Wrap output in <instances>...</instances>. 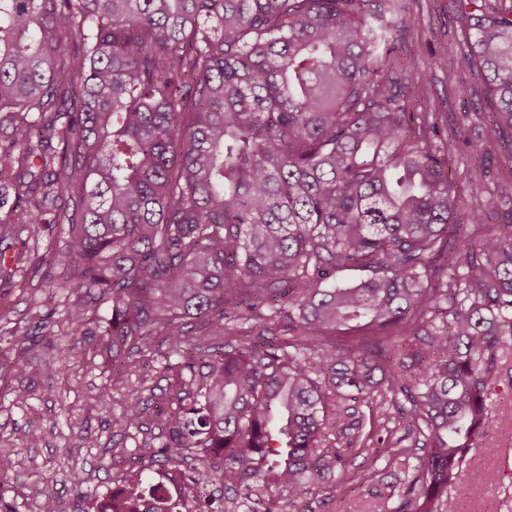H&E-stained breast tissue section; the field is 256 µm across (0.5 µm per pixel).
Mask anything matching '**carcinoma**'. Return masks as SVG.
<instances>
[{"label":"carcinoma","mask_w":512,"mask_h":512,"mask_svg":"<svg viewBox=\"0 0 512 512\" xmlns=\"http://www.w3.org/2000/svg\"><path fill=\"white\" fill-rule=\"evenodd\" d=\"M414 2L0 0V299L29 266L53 281L61 224L71 325L109 310L107 387L172 377L164 441L142 439L96 512H206L147 473L190 459L224 512H279L257 497L340 488L347 432L390 461L415 454L394 432L423 438L401 512L461 489L512 340V164L466 226L452 156L491 165L460 136L475 115L512 140V0H448L432 55L489 107L452 127L414 111L428 74L395 55ZM11 341L22 375L33 336ZM400 395L394 426L363 433L359 406ZM146 416L130 394L126 427Z\"/></svg>","instance_id":"carcinoma-1"}]
</instances>
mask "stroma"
<instances>
[{"label":"stroma","mask_w":512,"mask_h":512,"mask_svg":"<svg viewBox=\"0 0 512 512\" xmlns=\"http://www.w3.org/2000/svg\"><path fill=\"white\" fill-rule=\"evenodd\" d=\"M418 25L405 45L435 42L452 26L447 0H419L414 9ZM475 100L448 89L446 70L436 69L429 93L422 99L423 112L441 110L449 116L471 112ZM27 288L15 290L0 312V355H13L10 333L15 327L37 330L42 312L36 299L46 286L41 275L28 272ZM69 301L61 299L50 327L56 352L69 356L68 375L48 368L47 349L36 342L27 352V370L20 377L0 380V457L12 466L0 473V503L11 512H38V491L53 488L67 512H89L110 494L118 473L128 472V458L137 454L143 434L122 422L126 391L99 394L108 375L93 360L96 347L94 325L74 332L67 328ZM512 415V391H498L491 398L487 425L461 476L465 495L449 493L438 505L439 512H502V500L512 498V465H505L504 452L512 449V436L498 427L502 416ZM36 431L39 445L27 447L29 431ZM95 439L94 446L83 443L84 436ZM409 461H388L358 447H346L343 479L346 491L328 489L305 495L309 512H395L402 501L401 478ZM81 474V488L72 477Z\"/></svg>","instance_id":"1"}]
</instances>
